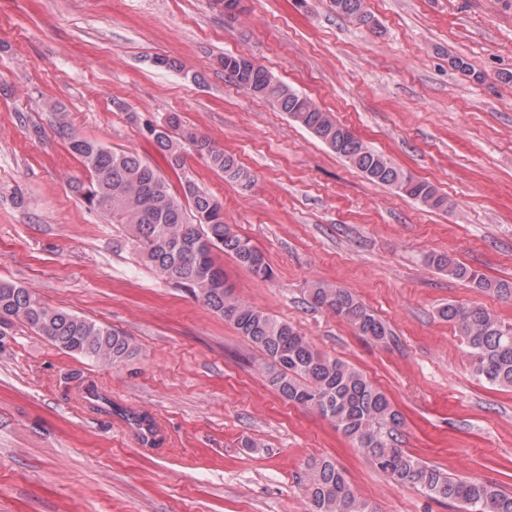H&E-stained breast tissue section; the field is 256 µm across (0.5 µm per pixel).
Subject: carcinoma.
Instances as JSON below:
<instances>
[{"mask_svg": "<svg viewBox=\"0 0 512 512\" xmlns=\"http://www.w3.org/2000/svg\"><path fill=\"white\" fill-rule=\"evenodd\" d=\"M336 15L372 32L379 29L366 0H333ZM242 56L220 59L227 81L238 89L271 102L366 179L385 185L426 209L446 212L448 197L430 182L396 165L357 137L311 97L275 79L262 65L239 74ZM159 151L174 169L185 168L192 151L228 181L249 185L253 175L235 156L205 135L185 127L173 114L165 123L147 124ZM68 150L89 173L73 190L89 209L114 224L130 226L140 258L158 276L187 288L261 352L268 386L288 402L328 420L378 472L393 482L415 488L457 508V512H512V491L477 478L462 479L424 462L398 444L403 415L388 396L351 364L320 353L295 326L238 299L217 263L222 253L253 276L269 279L272 269L264 253L224 223V206L193 179L184 176L181 191L133 150L68 135ZM479 293L512 300V281L490 279L448 256L430 259ZM307 303L326 309L377 345L392 338L391 328L346 288L313 282L305 288ZM461 338L473 372L484 382L512 389V324L502 322L483 306L452 301L438 309ZM19 322L55 347L98 363L117 365L135 357L132 339L92 319L46 305L29 289L0 281V326ZM306 493L310 512H378L329 458L309 465Z\"/></svg>", "mask_w": 512, "mask_h": 512, "instance_id": "1", "label": "carcinoma"}]
</instances>
